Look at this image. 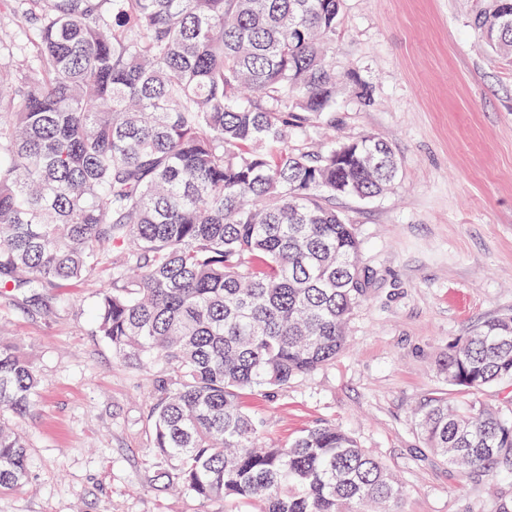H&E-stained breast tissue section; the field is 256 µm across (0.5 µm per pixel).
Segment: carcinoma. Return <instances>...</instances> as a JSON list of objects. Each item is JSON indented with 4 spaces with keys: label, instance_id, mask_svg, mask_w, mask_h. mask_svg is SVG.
<instances>
[{
    "label": "carcinoma",
    "instance_id": "1",
    "mask_svg": "<svg viewBox=\"0 0 512 512\" xmlns=\"http://www.w3.org/2000/svg\"><path fill=\"white\" fill-rule=\"evenodd\" d=\"M344 0H15L31 50L0 38V285L20 293L95 279L96 332L123 361H161L158 476L257 512H396L386 465L331 425L260 445L243 395L336 359L365 298L360 241L321 193L369 199L396 179L373 135L325 152L291 130L332 111L330 43ZM471 25L512 56V0ZM448 386H512V315L435 358ZM41 380L0 339V416L23 418ZM434 456L474 479L512 475V413L431 394L413 413ZM0 421V494L29 478Z\"/></svg>",
    "mask_w": 512,
    "mask_h": 512
}]
</instances>
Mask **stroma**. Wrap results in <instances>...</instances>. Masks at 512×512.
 <instances>
[{
    "label": "stroma",
    "mask_w": 512,
    "mask_h": 512,
    "mask_svg": "<svg viewBox=\"0 0 512 512\" xmlns=\"http://www.w3.org/2000/svg\"><path fill=\"white\" fill-rule=\"evenodd\" d=\"M476 0H345L332 41L338 74L371 106L339 95L332 113L288 138L293 149L374 135L400 175L382 196L333 199L361 242L368 290L348 345L310 376L248 395L264 441L341 427L403 489L401 512H494L512 478L478 482L427 452L413 410L448 389L431 367L450 343L512 314V65L489 59L469 23ZM94 287L30 296L0 287V335L41 379L16 420L32 469L0 512H230L157 477L149 421L160 362L124 363L93 324Z\"/></svg>",
    "instance_id": "obj_1"
}]
</instances>
